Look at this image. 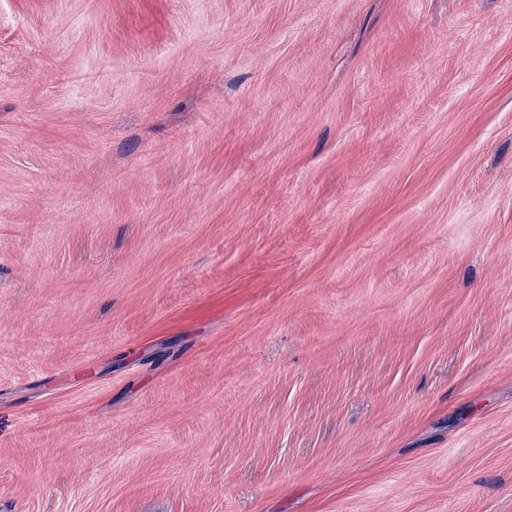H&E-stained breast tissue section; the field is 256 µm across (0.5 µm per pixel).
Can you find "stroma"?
Wrapping results in <instances>:
<instances>
[{
    "label": "stroma",
    "mask_w": 512,
    "mask_h": 512,
    "mask_svg": "<svg viewBox=\"0 0 512 512\" xmlns=\"http://www.w3.org/2000/svg\"><path fill=\"white\" fill-rule=\"evenodd\" d=\"M0 512H512V0H0Z\"/></svg>",
    "instance_id": "obj_1"
}]
</instances>
